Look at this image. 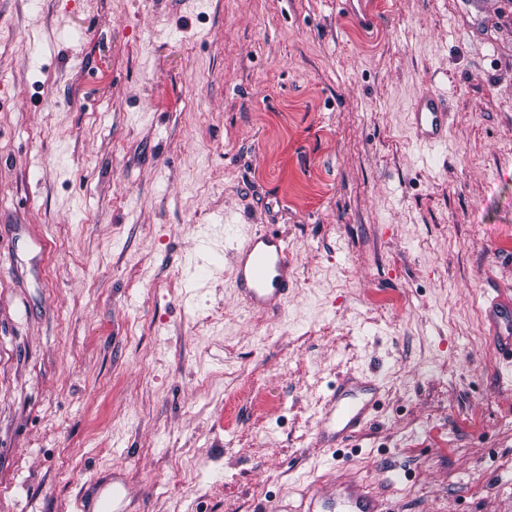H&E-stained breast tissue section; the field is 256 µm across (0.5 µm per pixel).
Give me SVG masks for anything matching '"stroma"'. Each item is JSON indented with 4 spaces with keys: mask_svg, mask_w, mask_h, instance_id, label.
I'll return each instance as SVG.
<instances>
[{
    "mask_svg": "<svg viewBox=\"0 0 512 512\" xmlns=\"http://www.w3.org/2000/svg\"><path fill=\"white\" fill-rule=\"evenodd\" d=\"M367 3L0 0V512H512V0ZM247 226L281 311L235 291ZM347 374L382 402L330 453ZM412 125L424 141H442L447 121L445 105L429 92H423L412 109ZM235 285L258 312L279 310L288 297L292 260L288 240L266 229L248 232L233 257ZM488 320L495 347L512 360V297L504 298L499 295L492 299L488 308ZM308 504L307 510L304 507ZM294 512H389L364 482H336L330 487L311 486Z\"/></svg>",
    "mask_w": 512,
    "mask_h": 512,
    "instance_id": "35a3bbf8",
    "label": "stroma"
}]
</instances>
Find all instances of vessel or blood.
Here are the masks:
<instances>
[{"instance_id": "1", "label": "vessel or blood", "mask_w": 512, "mask_h": 512, "mask_svg": "<svg viewBox=\"0 0 512 512\" xmlns=\"http://www.w3.org/2000/svg\"><path fill=\"white\" fill-rule=\"evenodd\" d=\"M447 111L433 94L422 93L412 109V125L419 139L444 138ZM235 285L248 305L259 312L279 310L288 297L292 260L287 239L261 229L248 232L233 257ZM492 340L496 348L512 357V297H495L488 308ZM379 389L353 378L337 381L317 439L335 446L352 437L376 409ZM306 512H388L377 495L363 482H338L328 487L312 486L302 494Z\"/></svg>"}]
</instances>
